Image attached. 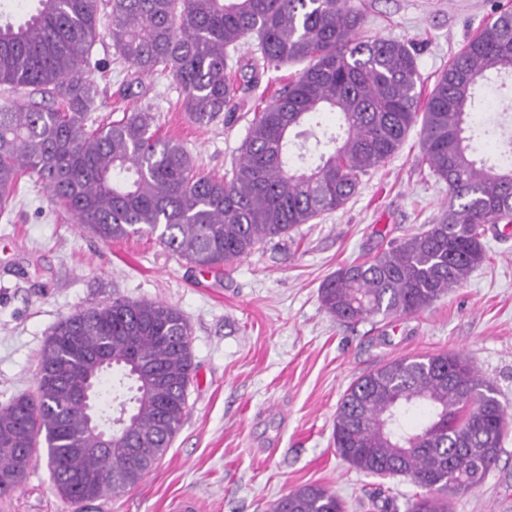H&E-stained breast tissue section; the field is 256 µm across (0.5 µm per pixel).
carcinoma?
<instances>
[{"label": "carcinoma", "instance_id": "obj_1", "mask_svg": "<svg viewBox=\"0 0 512 512\" xmlns=\"http://www.w3.org/2000/svg\"><path fill=\"white\" fill-rule=\"evenodd\" d=\"M22 23H0V214L18 185L44 187L52 204L105 243L154 239L197 267L220 270L258 244L343 207L360 178L421 124L422 162L448 185V210L423 233L345 266L321 286L322 307L341 322L414 315L484 263L488 224H512V150L505 163L478 158L480 89L512 73V10H501L448 62L426 98L415 53L404 42L366 39L365 0H36ZM130 68L125 97L161 71L180 89L188 120L206 127L234 112L260 68H303L254 117L228 180L199 173L191 152L159 136L155 115L136 109L99 123L91 61L103 38ZM257 42L262 64L241 83L231 53ZM337 116L338 130L321 126ZM322 127L314 148L289 139ZM318 153L313 167H294ZM112 361L96 404L112 418L111 447L61 378ZM194 374L191 328L159 301L114 298L74 311L52 328L37 388L0 409V498L27 476L30 449L45 444L55 490L68 503L117 497L163 458L187 411ZM422 410L416 427L408 416ZM506 408L493 383L457 353L389 361L360 376L336 410L334 442L354 468L401 476L422 489L410 512H452L499 458ZM268 512H342L336 494L305 485Z\"/></svg>", "mask_w": 512, "mask_h": 512}]
</instances>
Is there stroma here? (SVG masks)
<instances>
[{
	"instance_id": "obj_1",
	"label": "stroma",
	"mask_w": 512,
	"mask_h": 512,
	"mask_svg": "<svg viewBox=\"0 0 512 512\" xmlns=\"http://www.w3.org/2000/svg\"><path fill=\"white\" fill-rule=\"evenodd\" d=\"M367 38H393L416 53L424 90L449 58L512 0H366ZM106 61L95 112L156 113L160 133L184 141L201 173L231 177L256 105L300 70H268L231 120L200 127L181 107L170 77L143 80L145 95L121 98L127 66L109 40L92 49ZM447 185L420 161V130L362 177L342 208L258 245L207 272L153 240L106 244L56 211L43 190L21 182L0 215V407L36 388L45 339L61 316L115 297L160 301L191 327L196 367L188 410L163 459L128 494L82 512H169L192 495L198 512H267L305 485L330 488L345 512H407L415 486L361 472L336 452V409L350 384L385 362L443 352L466 356L496 387L512 415V225L487 228V260L468 280L415 315L336 320L320 304L321 284L339 268L370 260L402 238L439 223ZM0 512H75L57 495L45 448ZM454 512H512V429L481 486L458 496Z\"/></svg>"
}]
</instances>
